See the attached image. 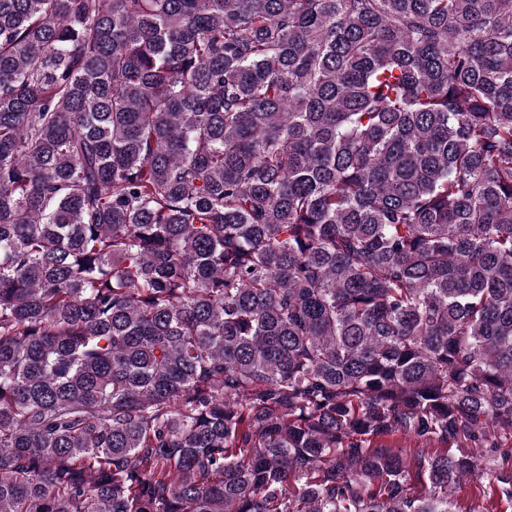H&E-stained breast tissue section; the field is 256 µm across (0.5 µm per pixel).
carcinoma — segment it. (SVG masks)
<instances>
[{
    "mask_svg": "<svg viewBox=\"0 0 512 512\" xmlns=\"http://www.w3.org/2000/svg\"><path fill=\"white\" fill-rule=\"evenodd\" d=\"M486 460L511 502L512 0H0V512Z\"/></svg>",
    "mask_w": 512,
    "mask_h": 512,
    "instance_id": "obj_1",
    "label": "carcinoma"
}]
</instances>
